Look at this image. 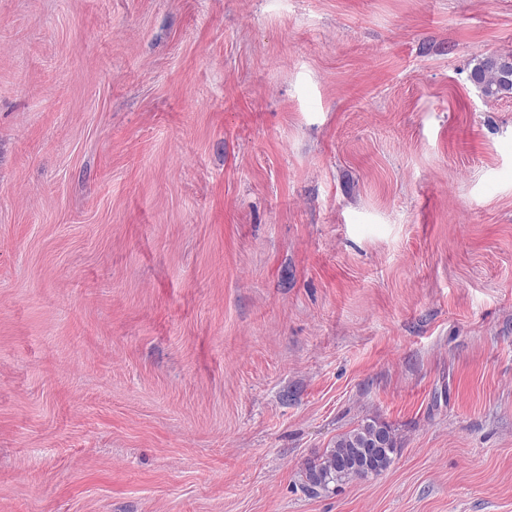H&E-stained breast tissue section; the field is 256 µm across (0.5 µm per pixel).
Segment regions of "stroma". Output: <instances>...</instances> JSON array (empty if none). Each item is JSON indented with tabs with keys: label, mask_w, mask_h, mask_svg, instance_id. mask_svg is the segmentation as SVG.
Masks as SVG:
<instances>
[{
	"label": "stroma",
	"mask_w": 512,
	"mask_h": 512,
	"mask_svg": "<svg viewBox=\"0 0 512 512\" xmlns=\"http://www.w3.org/2000/svg\"><path fill=\"white\" fill-rule=\"evenodd\" d=\"M509 52L512 0H0V512H512ZM471 81L488 99L512 93V54H491L476 59ZM398 448L392 428L375 419H362L356 427L336 437L330 448L302 471L306 489L312 494L329 491L354 479L386 470Z\"/></svg>",
	"instance_id": "stroma-1"
}]
</instances>
